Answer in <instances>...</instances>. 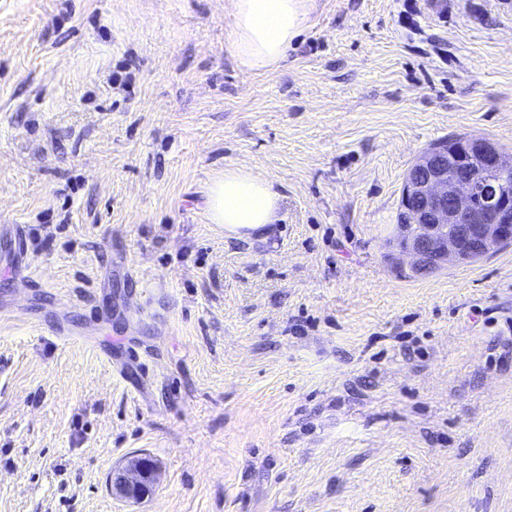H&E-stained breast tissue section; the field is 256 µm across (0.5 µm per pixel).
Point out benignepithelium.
<instances>
[{
  "label": "benign epithelium",
  "instance_id": "7a95c632",
  "mask_svg": "<svg viewBox=\"0 0 512 512\" xmlns=\"http://www.w3.org/2000/svg\"><path fill=\"white\" fill-rule=\"evenodd\" d=\"M509 174L512 157L481 137L458 135L424 151L406 175L389 240L396 269L426 276L511 245L512 191L500 180ZM155 472L136 460L112 478V492L140 500Z\"/></svg>",
  "mask_w": 512,
  "mask_h": 512
}]
</instances>
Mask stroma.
<instances>
[{
  "mask_svg": "<svg viewBox=\"0 0 512 512\" xmlns=\"http://www.w3.org/2000/svg\"><path fill=\"white\" fill-rule=\"evenodd\" d=\"M227 7L0 0V512H512V245L388 257L422 152L512 154V0H317L270 74ZM280 199L271 182L248 168L232 167L208 184L204 207L211 223L224 225L226 237L250 239L278 221ZM157 467L147 469L140 461L135 460L130 465L112 478V493L129 500L143 498L141 489L145 481L153 476Z\"/></svg>",
  "mask_w": 512,
  "mask_h": 512,
  "instance_id": "1",
  "label": "stroma"
}]
</instances>
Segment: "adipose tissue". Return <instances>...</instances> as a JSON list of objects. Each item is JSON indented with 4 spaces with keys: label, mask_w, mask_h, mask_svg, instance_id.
<instances>
[{
    "label": "adipose tissue",
    "mask_w": 512,
    "mask_h": 512,
    "mask_svg": "<svg viewBox=\"0 0 512 512\" xmlns=\"http://www.w3.org/2000/svg\"><path fill=\"white\" fill-rule=\"evenodd\" d=\"M228 52L242 67L277 70L289 50L310 27L316 0H230ZM279 192L245 167L225 169L209 183L204 207L211 223L229 238L250 239L266 233L280 213Z\"/></svg>",
    "instance_id": "obj_1"
}]
</instances>
